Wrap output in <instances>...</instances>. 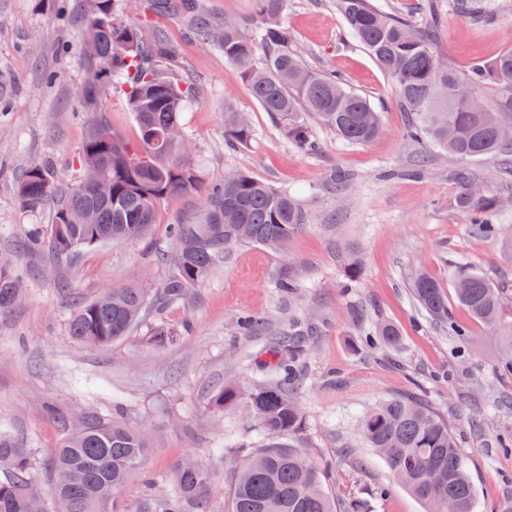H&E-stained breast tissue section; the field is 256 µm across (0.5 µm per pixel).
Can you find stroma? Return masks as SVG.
<instances>
[{
    "label": "stroma",
    "instance_id": "1",
    "mask_svg": "<svg viewBox=\"0 0 512 512\" xmlns=\"http://www.w3.org/2000/svg\"><path fill=\"white\" fill-rule=\"evenodd\" d=\"M417 29H431L440 59L467 70L474 58L492 60L512 47V0H496L494 19L480 22L452 11L448 0H380ZM284 22L306 66L341 76L380 114L382 134L366 144L345 141L311 121L316 154L301 153L264 112L222 54L196 40L189 17L161 25L179 48L177 69L198 97L185 114L195 161L206 180L236 169L296 194L312 221L287 254L241 244L227 249L208 281L188 300L160 307L155 317L178 329L175 344H148V324L112 346L90 351L68 333L79 305L109 288L155 289L173 270L170 225L195 221L203 196L193 193L160 206L147 238L113 242L54 259L29 249L33 228L50 209H22L16 180L33 163L53 171L60 187L75 184L77 153L89 126L106 124L127 142L137 125L124 96L84 94L88 60L81 0H0V256L19 259L23 297L0 311V427L15 428L27 447L48 457L64 432L62 418L87 409L143 427L149 448L144 471L168 490L178 462H211L214 512H227L230 473L238 452L212 463L210 450L250 424L243 409L214 413L210 388L227 378L252 383L274 336L292 320L312 324L298 401L305 423L297 449L335 466L326 489L343 500L378 484L386 499L372 512H426V504L395 483L385 460L359 439L357 420L389 396H415L445 417L455 432L476 491L477 512H512V377L495 369L500 336L455 309L465 336L452 337L418 306L416 271L437 279L445 293L462 270L483 273L503 292L512 322V155L462 161L407 136L408 117L370 54L344 30L336 0H288ZM244 112L253 136L224 143V107ZM476 188L499 197L503 234L476 237L457 205L459 170ZM297 281L295 293L283 279ZM266 316L270 334L242 335L239 317ZM383 322L399 332L395 346H363L365 327ZM54 406L48 415L46 406ZM481 416V431L470 421Z\"/></svg>",
    "mask_w": 512,
    "mask_h": 512
}]
</instances>
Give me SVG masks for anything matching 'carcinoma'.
I'll return each mask as SVG.
<instances>
[{"label": "carcinoma", "mask_w": 512, "mask_h": 512, "mask_svg": "<svg viewBox=\"0 0 512 512\" xmlns=\"http://www.w3.org/2000/svg\"><path fill=\"white\" fill-rule=\"evenodd\" d=\"M348 35L357 40L390 78L397 98L409 114L408 135L448 150L465 161L512 148L498 138L496 126L512 123V48L494 59L474 60L460 72L444 64L426 36L398 17L382 11L374 0H336ZM87 26L96 39L89 58L86 94L91 100L109 87L126 95L138 124L133 146L102 126L92 128L78 152L81 180L57 192L50 168L34 164L22 174L17 194L23 209L38 212L53 202L48 236L36 230L27 246L43 245L63 258L82 249L114 241L144 238L168 199L205 188L198 219L175 224V269L153 294L144 288H112L78 307L68 331L84 347L101 350L129 335L148 311L184 300L201 286L233 244H258L275 252L310 223L311 216L288 191L242 172L204 184L187 141L167 142L162 134L184 127L183 114L196 97L188 78L167 67L178 49L157 26L132 24L120 0H85ZM288 0H254L253 22L237 18L232 25L216 20L201 0H153L152 13L192 19L199 41L224 55L247 83L252 96L282 124L285 136L302 153L317 151L305 115L315 114L342 139L365 144L382 133L379 113L366 96L331 73L307 69L284 24ZM252 136L249 121L231 105L224 108V140L245 144ZM463 189L459 207L472 230L483 239L497 238L500 201L473 192L467 172L459 173ZM93 211L97 223H84ZM420 307L454 336L465 329L448 308L441 284L427 274L411 284ZM455 301L474 319L501 329L505 355L496 374L512 376V323L501 321L502 291L476 270L460 272L453 284ZM19 296V278L11 261L0 263V310ZM246 336H261L267 321L242 316ZM163 323L154 324L148 340L155 346L173 341ZM304 326L296 321L268 350L264 362L270 378L248 388L224 384L213 388L208 403L215 411L239 404L255 423L262 443L235 463L230 512H367L366 502L350 496L334 501L325 490L331 464L312 461L280 442L302 429L304 414L295 398L305 363ZM398 342L387 324L365 334V345ZM358 435L379 452L393 476L440 512L453 500L457 512H474L475 492L464 455L448 422L430 405L414 397L379 401L358 421ZM148 448L141 427L87 412L67 429L48 461L53 475L49 512H128L119 500L123 488L144 478ZM42 464L15 434L0 431V512H31L35 494L30 480ZM211 468L181 464L169 493L148 492L133 512H212L207 496Z\"/></svg>", "instance_id": "obj_1"}]
</instances>
